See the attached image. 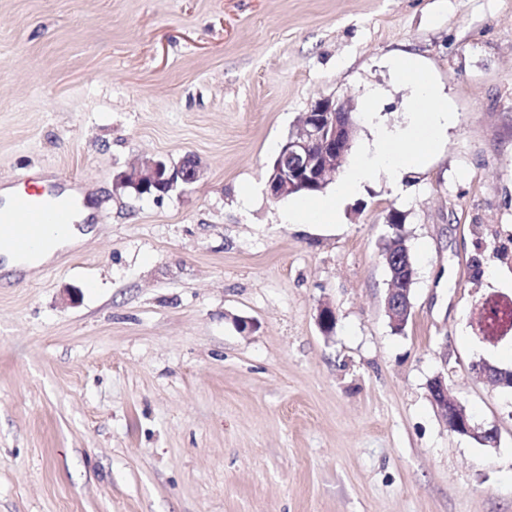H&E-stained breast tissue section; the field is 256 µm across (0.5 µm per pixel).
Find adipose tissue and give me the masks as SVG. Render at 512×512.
I'll list each match as a JSON object with an SVG mask.
<instances>
[{"label":"adipose tissue","mask_w":512,"mask_h":512,"mask_svg":"<svg viewBox=\"0 0 512 512\" xmlns=\"http://www.w3.org/2000/svg\"><path fill=\"white\" fill-rule=\"evenodd\" d=\"M394 67L411 90L405 124L392 128L377 125L371 149L348 167L336 185L335 199L301 203L283 214L284 223H338L341 198L359 190L382 172L392 180H400L404 172L420 164L431 145L441 142L451 120L441 91L414 61L399 58ZM93 213V207H79L74 213V224L64 233L51 237L32 255L21 257L5 253L0 258V270L11 279L19 274L31 277L42 267L56 263L61 255L96 234V227L89 224Z\"/></svg>","instance_id":"adipose-tissue-1"}]
</instances>
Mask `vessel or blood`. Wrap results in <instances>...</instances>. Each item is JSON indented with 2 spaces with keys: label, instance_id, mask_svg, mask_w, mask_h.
Wrapping results in <instances>:
<instances>
[{
  "label": "vessel or blood",
  "instance_id": "obj_1",
  "mask_svg": "<svg viewBox=\"0 0 512 512\" xmlns=\"http://www.w3.org/2000/svg\"><path fill=\"white\" fill-rule=\"evenodd\" d=\"M67 177H59L53 188L16 195L8 208H0V226L5 239L17 254L26 256L38 250L49 232L64 231L73 222L76 198L63 195Z\"/></svg>",
  "mask_w": 512,
  "mask_h": 512
}]
</instances>
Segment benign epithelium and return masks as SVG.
<instances>
[{
	"mask_svg": "<svg viewBox=\"0 0 512 512\" xmlns=\"http://www.w3.org/2000/svg\"><path fill=\"white\" fill-rule=\"evenodd\" d=\"M353 107L345 101L324 98L316 101L302 121L291 131L277 158L275 171L268 180L270 195L279 199L305 186L322 187L340 173L346 152L356 128L351 118ZM203 176L200 165L182 170V165H170L164 159H151L143 166L133 167L124 179L140 193H149L163 182L168 188L177 184L191 185ZM402 287L390 288L385 298L386 313L395 330L406 326L411 314V291L414 272L401 278ZM472 370L488 382L504 386L494 366L479 361ZM429 395L448 430L475 438L486 446L497 444L494 429L476 424L466 408L448 395L445 377L436 375L429 384Z\"/></svg>",
	"mask_w": 512,
	"mask_h": 512,
	"instance_id": "1",
	"label": "benign epithelium"
}]
</instances>
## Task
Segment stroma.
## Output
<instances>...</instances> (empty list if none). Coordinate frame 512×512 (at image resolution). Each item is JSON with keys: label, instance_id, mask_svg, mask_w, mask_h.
Here are the masks:
<instances>
[{"label": "stroma", "instance_id": "35a3bbf8", "mask_svg": "<svg viewBox=\"0 0 512 512\" xmlns=\"http://www.w3.org/2000/svg\"><path fill=\"white\" fill-rule=\"evenodd\" d=\"M401 56L448 103L442 144L340 223H283L289 131L351 100L363 156L369 89L403 120ZM162 157L204 176L119 184ZM60 174L99 230L0 283V512H512V389L470 368L512 366L511 336L479 338L483 303L512 300V0H0V185ZM439 374L496 447L448 430ZM405 248L408 249L407 256L410 261V266L415 272V268L411 259L410 248L407 245L406 239L401 234L397 233V236L392 235L388 237L385 240L383 246L385 254L389 256L398 255L401 253L403 254ZM407 270H410V272L406 273V277H403L400 280L402 287L388 288L385 298L386 313L394 330H399L401 328L403 329L406 326L408 317L411 314V291L415 280V274L409 266L404 267L402 272Z\"/></svg>", "mask_w": 512, "mask_h": 512}]
</instances>
